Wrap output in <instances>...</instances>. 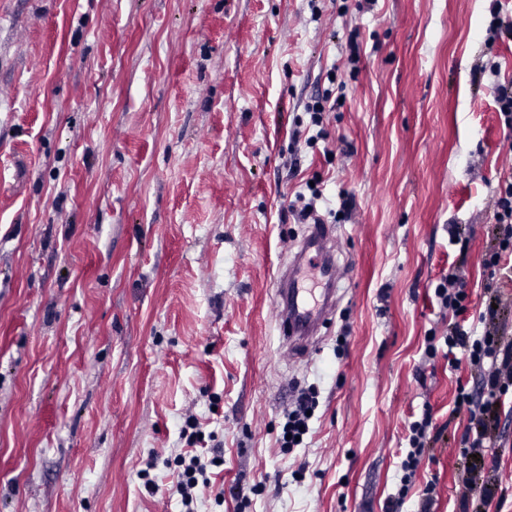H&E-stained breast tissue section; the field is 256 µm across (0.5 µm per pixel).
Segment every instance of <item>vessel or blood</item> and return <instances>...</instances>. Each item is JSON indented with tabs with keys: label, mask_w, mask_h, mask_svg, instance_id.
<instances>
[{
	"label": "vessel or blood",
	"mask_w": 512,
	"mask_h": 512,
	"mask_svg": "<svg viewBox=\"0 0 512 512\" xmlns=\"http://www.w3.org/2000/svg\"><path fill=\"white\" fill-rule=\"evenodd\" d=\"M336 228L314 225L293 265L281 277L273 318L283 329V343L311 351V339L335 307L344 273L332 259Z\"/></svg>",
	"instance_id": "1"
}]
</instances>
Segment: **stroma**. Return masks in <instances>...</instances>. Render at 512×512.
Returning a JSON list of instances; mask_svg holds the SVG:
<instances>
[{"label":"stroma","instance_id":"35a3bbf8","mask_svg":"<svg viewBox=\"0 0 512 512\" xmlns=\"http://www.w3.org/2000/svg\"><path fill=\"white\" fill-rule=\"evenodd\" d=\"M348 5L0 0V512H386L426 409L438 460L400 512L431 480L432 512H474L470 468L501 493L484 512H512V394L468 461L455 399L475 374L424 356L454 319L433 300L449 268L465 327L482 331L489 280L512 319V276L483 266L512 177L495 100L512 37L489 25L512 24V0ZM333 83L345 101L312 126ZM312 181L319 214L352 201L335 222L348 276L317 355L292 360L270 310ZM308 388L310 432L282 448ZM190 417L192 450L221 462L188 511ZM340 99H342V97L339 96L333 99L332 91L329 89H326L321 95L314 97L306 106V111L310 112L311 124L315 126L322 125L324 112L336 110V106L342 104ZM315 392H303L299 394L292 406L285 414V423L283 425L281 446L282 448H295L301 445L310 431L309 422L312 420L318 401ZM310 412V415H307ZM303 427V430H300ZM291 434L290 440L286 436ZM300 440L296 441V437Z\"/></svg>","mask_w":512,"mask_h":512}]
</instances>
